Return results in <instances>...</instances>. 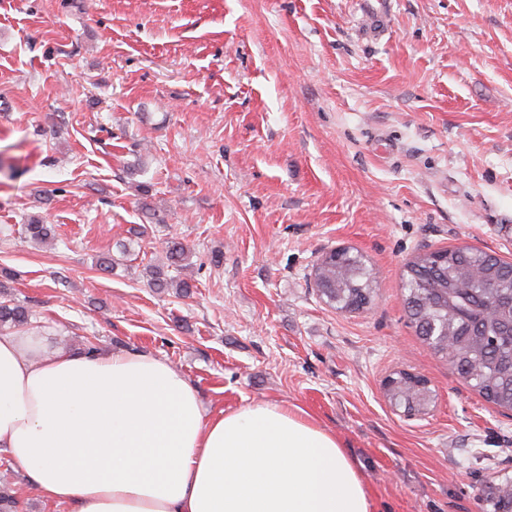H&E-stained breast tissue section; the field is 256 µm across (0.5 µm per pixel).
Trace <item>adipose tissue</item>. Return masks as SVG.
Masks as SVG:
<instances>
[{"label": "adipose tissue", "instance_id": "adipose-tissue-1", "mask_svg": "<svg viewBox=\"0 0 512 512\" xmlns=\"http://www.w3.org/2000/svg\"><path fill=\"white\" fill-rule=\"evenodd\" d=\"M0 453L73 512H376L335 435L278 402L207 408L150 353L0 333Z\"/></svg>", "mask_w": 512, "mask_h": 512}]
</instances>
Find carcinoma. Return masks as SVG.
Here are the masks:
<instances>
[{"label":"carcinoma","instance_id":"1","mask_svg":"<svg viewBox=\"0 0 512 512\" xmlns=\"http://www.w3.org/2000/svg\"><path fill=\"white\" fill-rule=\"evenodd\" d=\"M28 238L44 242L54 235L48 224H27ZM184 245L167 242L169 265L180 267L186 260ZM311 274L326 284L328 303L340 310L353 305L366 307L375 295V277L361 258L345 249L325 254ZM156 288H174L190 293L192 284L168 276L160 267L150 270ZM403 288L410 324L435 354L448 358L445 341L451 340L452 369L465 378L478 394L494 406L512 411V312L496 310L495 298L512 293V264L472 247L427 250L413 255L405 264ZM34 315L21 302H0V328L21 326ZM396 406L422 411L432 402V391L406 372L391 375L384 388ZM485 512H512V478L492 481L481 488ZM17 500L11 481L0 478V512H16Z\"/></svg>","mask_w":512,"mask_h":512}]
</instances>
